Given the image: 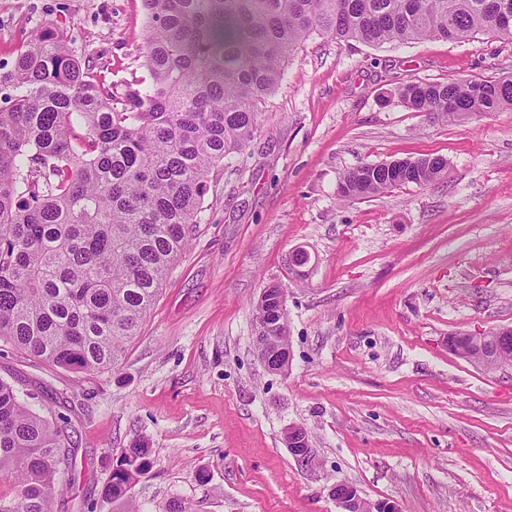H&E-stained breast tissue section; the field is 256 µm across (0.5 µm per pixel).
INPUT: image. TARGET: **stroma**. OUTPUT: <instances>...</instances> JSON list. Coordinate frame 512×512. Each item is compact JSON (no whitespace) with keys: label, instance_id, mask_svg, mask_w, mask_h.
I'll return each instance as SVG.
<instances>
[{"label":"stroma","instance_id":"1","mask_svg":"<svg viewBox=\"0 0 512 512\" xmlns=\"http://www.w3.org/2000/svg\"><path fill=\"white\" fill-rule=\"evenodd\" d=\"M141 0H0V73L53 28L130 107L148 73ZM512 74L489 35L370 46L312 35L249 147L209 178L195 236L120 365L65 370L0 342V378L65 417L76 463L53 512H101L122 448L144 439V512H339L331 487L403 512H512V367L488 374L455 333L512 326V108L462 121L401 103L408 80ZM440 156L447 178L352 200L360 164ZM306 250L308 264L292 254ZM286 295L291 359L254 347L263 288ZM307 430L300 465L284 442Z\"/></svg>","mask_w":512,"mask_h":512}]
</instances>
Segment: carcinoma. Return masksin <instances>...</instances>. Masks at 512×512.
I'll return each instance as SVG.
<instances>
[{"instance_id": "carcinoma-1", "label": "carcinoma", "mask_w": 512, "mask_h": 512, "mask_svg": "<svg viewBox=\"0 0 512 512\" xmlns=\"http://www.w3.org/2000/svg\"><path fill=\"white\" fill-rule=\"evenodd\" d=\"M149 81L131 108L48 30L27 42L0 110V340L57 367L119 365L198 223L212 170L250 142L259 104L313 33L372 46L512 40V0H143ZM399 100L434 118L465 120L512 106V77L407 81ZM440 157L346 170L341 197L378 196L442 178ZM256 323L288 343L286 313L260 298ZM65 428L0 379V512H52L75 464ZM150 466L138 441L121 451L102 492L110 512H142L132 495Z\"/></svg>"}]
</instances>
